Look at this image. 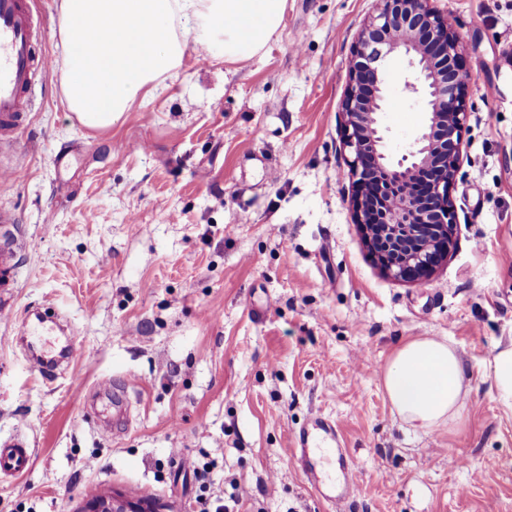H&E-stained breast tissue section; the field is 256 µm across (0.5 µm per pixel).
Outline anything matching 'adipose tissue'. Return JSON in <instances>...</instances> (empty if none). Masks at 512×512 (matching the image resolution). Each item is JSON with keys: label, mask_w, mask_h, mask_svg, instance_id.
<instances>
[{"label": "adipose tissue", "mask_w": 512, "mask_h": 512, "mask_svg": "<svg viewBox=\"0 0 512 512\" xmlns=\"http://www.w3.org/2000/svg\"><path fill=\"white\" fill-rule=\"evenodd\" d=\"M287 0H57L62 88L81 123L108 129L164 78L177 76L183 34L222 48L235 62L275 35ZM392 407L411 427H455L471 379L453 341L414 337L392 354L382 375Z\"/></svg>", "instance_id": "adipose-tissue-1"}]
</instances>
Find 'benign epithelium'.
Segmentation results:
<instances>
[{"label": "benign epithelium", "instance_id": "obj_1", "mask_svg": "<svg viewBox=\"0 0 512 512\" xmlns=\"http://www.w3.org/2000/svg\"><path fill=\"white\" fill-rule=\"evenodd\" d=\"M403 52L414 68L405 88L427 101L426 123L411 150L396 163L388 159L379 114L387 108V55ZM460 37L432 0H379L353 51L350 83L342 111L343 145L356 185L357 222L368 228L366 242L382 271L398 281L429 279L448 255L456 220L448 188L463 157L461 138L469 112ZM427 175L424 190L409 176ZM78 512H165L154 500L121 493L92 495Z\"/></svg>", "mask_w": 512, "mask_h": 512}]
</instances>
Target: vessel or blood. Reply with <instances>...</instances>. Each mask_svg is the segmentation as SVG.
Listing matches in <instances>:
<instances>
[{"label":"vessel or blood","mask_w":512,"mask_h":512,"mask_svg":"<svg viewBox=\"0 0 512 512\" xmlns=\"http://www.w3.org/2000/svg\"><path fill=\"white\" fill-rule=\"evenodd\" d=\"M34 17L30 0H0V139L12 136L27 118L32 87L37 77L48 69L47 56L36 54L33 45ZM19 266L13 246L0 247V295H11L17 285ZM0 319L19 323L21 340L34 336L46 316L38 310L16 318L12 308H0ZM31 367L47 381L57 376L58 359L46 351L30 356ZM327 447L336 453L342 480L326 484L322 469L315 462L318 448ZM294 457L302 464L308 482L327 501L344 506L356 493L354 473L356 464L343 447L336 425L322 415H312L291 438ZM30 460L26 441L15 439L0 443V470L18 475L25 471Z\"/></svg>","instance_id":"1"}]
</instances>
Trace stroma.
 Returning <instances> with one entry per match:
<instances>
[{
	"instance_id": "35a3bbf8",
	"label": "stroma",
	"mask_w": 512,
	"mask_h": 512,
	"mask_svg": "<svg viewBox=\"0 0 512 512\" xmlns=\"http://www.w3.org/2000/svg\"><path fill=\"white\" fill-rule=\"evenodd\" d=\"M50 59L32 109L0 141V239L17 241L16 314L52 308L70 344L45 382L0 322V439L27 440L28 470L0 472V512H77L108 491L195 512H334L289 442L312 413L335 422L358 468L346 512H512V414L488 372L512 341V0H433L455 20L469 80L456 232L422 284L386 276L355 221L341 107L376 0H288L258 54L225 62L187 41L177 77L111 129L81 125L61 90L56 0H34ZM387 153L426 122L387 62ZM418 336L457 346L471 392L455 429L404 424L381 371ZM127 384L131 416L103 434L90 395ZM211 463L200 486L181 461Z\"/></svg>"
}]
</instances>
